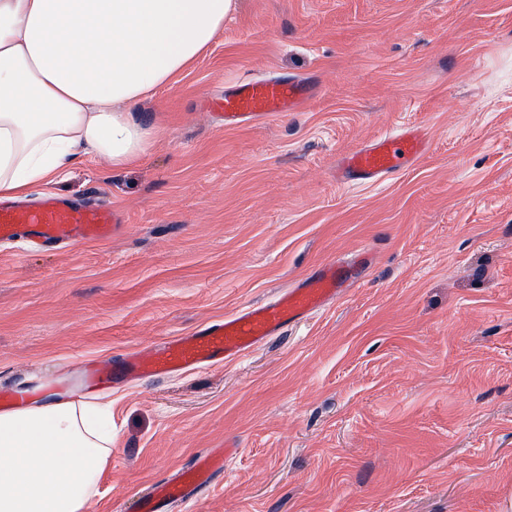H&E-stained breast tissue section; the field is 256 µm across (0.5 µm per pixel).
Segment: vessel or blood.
<instances>
[{
    "label": "vessel or blood",
    "instance_id": "1",
    "mask_svg": "<svg viewBox=\"0 0 512 512\" xmlns=\"http://www.w3.org/2000/svg\"><path fill=\"white\" fill-rule=\"evenodd\" d=\"M315 92L314 84L305 78L245 79L225 91L216 108L225 127L234 128L278 112L299 111ZM427 150L424 135L410 127L343 154L337 174L348 183L378 181L406 169ZM123 221L119 210L91 198L47 195L33 203L5 200L0 201V243L21 242L38 249L73 242L103 243L121 232ZM365 262L361 256L353 263L322 264L297 287L273 300L248 305L195 332L126 352L118 363H97L88 377L97 386L107 387L238 361L285 328L335 302L349 287L357 265ZM236 453L237 445L230 440L207 449L191 468L168 475L155 491L141 497L137 512H167L171 504L191 500L223 472L225 462Z\"/></svg>",
    "mask_w": 512,
    "mask_h": 512
}]
</instances>
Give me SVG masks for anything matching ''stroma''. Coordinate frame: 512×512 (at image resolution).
Masks as SVG:
<instances>
[{
	"label": "stroma",
	"mask_w": 512,
	"mask_h": 512,
	"mask_svg": "<svg viewBox=\"0 0 512 512\" xmlns=\"http://www.w3.org/2000/svg\"><path fill=\"white\" fill-rule=\"evenodd\" d=\"M301 77L297 112L227 130L245 77ZM134 165L51 192L126 215L103 244L0 246V388L97 399L112 455L87 512L231 438L173 512H512V0H235L207 52L132 108ZM419 127L429 153L374 183L336 159ZM367 252L343 296L245 358L118 390L82 365L180 336Z\"/></svg>",
	"instance_id": "obj_1"
}]
</instances>
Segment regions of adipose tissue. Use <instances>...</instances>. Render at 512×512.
Wrapping results in <instances>:
<instances>
[{
	"label": "adipose tissue",
	"mask_w": 512,
	"mask_h": 512,
	"mask_svg": "<svg viewBox=\"0 0 512 512\" xmlns=\"http://www.w3.org/2000/svg\"><path fill=\"white\" fill-rule=\"evenodd\" d=\"M233 0H0V198L84 158L125 167L150 132L132 107L209 48ZM112 454L87 403L0 412V512H86Z\"/></svg>",
	"instance_id": "adipose-tissue-1"
}]
</instances>
